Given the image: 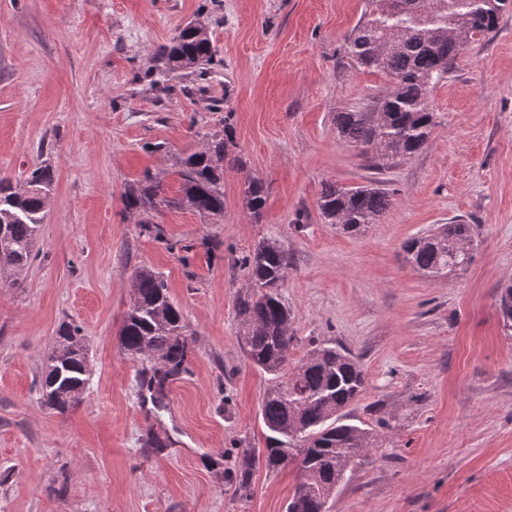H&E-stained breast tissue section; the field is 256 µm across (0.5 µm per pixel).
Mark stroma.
<instances>
[{
  "instance_id": "obj_1",
  "label": "stroma",
  "mask_w": 512,
  "mask_h": 512,
  "mask_svg": "<svg viewBox=\"0 0 512 512\" xmlns=\"http://www.w3.org/2000/svg\"><path fill=\"white\" fill-rule=\"evenodd\" d=\"M0 0V178L50 165L54 191L31 261L0 286V512H285L294 466L257 467L250 499L226 478L265 445L269 384L245 359L235 304L241 252L280 240L281 286L303 340L359 361L351 423L378 441L351 465L328 512H512V335L497 312L512 284V14L472 44L430 95L436 126L384 171L339 137L337 113L387 83L351 68L345 40L369 0ZM201 19L217 52L206 78L151 86L159 46ZM232 124L224 218L187 207L153 221L124 210L128 184L158 177L179 195L178 161ZM267 186L260 223L245 175ZM384 181L390 204L360 235L319 213L324 187ZM453 220L475 227L472 261L427 277L403 243ZM166 278L187 325L188 371L163 408L138 386L120 332L136 268ZM79 325L91 380L57 414L38 375L61 323ZM167 448H143L147 433Z\"/></svg>"
}]
</instances>
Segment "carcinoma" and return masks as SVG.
<instances>
[{
	"label": "carcinoma",
	"mask_w": 512,
	"mask_h": 512,
	"mask_svg": "<svg viewBox=\"0 0 512 512\" xmlns=\"http://www.w3.org/2000/svg\"><path fill=\"white\" fill-rule=\"evenodd\" d=\"M512 0H372L346 40L351 66L384 74L390 80L375 101L382 115L371 111L339 112L336 129L365 153L382 161L417 153L434 127L430 95L448 76L457 58L471 44L495 33ZM160 55L171 70L199 69L205 75L215 49L202 22L183 27ZM233 127L206 137V144L179 161L180 203L200 214L224 217V160L231 153ZM53 175L48 166L34 165L27 177L13 183L0 179V269H21L29 262L45 218V203ZM243 206L261 220L266 186L257 177L244 181ZM386 189L374 183L355 187L328 185L317 208L348 234H358L387 208ZM125 209L151 213L168 204L157 177L145 172L125 188ZM475 234L471 224H441L403 246L407 261L428 276L462 268L471 260ZM250 289L237 302L239 342L245 357L271 384L259 408L267 430L265 448H246L232 467L235 492L252 495L251 475L264 453V468L277 472L294 464L299 482L285 512H326V505L344 477L350 457L373 447L376 436L348 422L347 408L363 391L364 372L356 357L336 345L310 344L296 361L300 345L290 309L279 292L288 276V250L276 239H264L237 259ZM134 297L120 333L124 351L148 360L141 370L140 389L157 406L164 404L169 385L188 370V338L179 307L172 301L166 279L150 267L134 272ZM503 328L512 331V286L501 293ZM87 348L80 327L65 324L40 378L44 403L59 414L78 403L90 380L85 373Z\"/></svg>",
	"instance_id": "1"
}]
</instances>
